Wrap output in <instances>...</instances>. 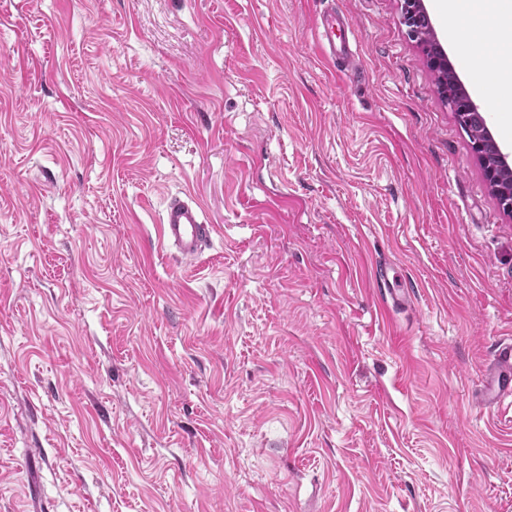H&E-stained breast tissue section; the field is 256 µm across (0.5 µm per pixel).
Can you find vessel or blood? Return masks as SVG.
Wrapping results in <instances>:
<instances>
[{"label":"vessel or blood","instance_id":"vessel-or-blood-1","mask_svg":"<svg viewBox=\"0 0 512 512\" xmlns=\"http://www.w3.org/2000/svg\"><path fill=\"white\" fill-rule=\"evenodd\" d=\"M351 25L346 21L323 19L314 28L317 44L324 57L332 62L351 63L354 52L347 38ZM214 233L212 225L203 219L200 204L188 194L171 197L162 214L159 239L164 246L175 249L186 261L199 258ZM380 303L387 308L405 304L408 291L399 277L380 271L376 279ZM512 396V342H501L495 351V362L486 376L485 397L497 404Z\"/></svg>","mask_w":512,"mask_h":512}]
</instances>
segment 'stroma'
Masks as SVG:
<instances>
[{
    "label": "stroma",
    "mask_w": 512,
    "mask_h": 512,
    "mask_svg": "<svg viewBox=\"0 0 512 512\" xmlns=\"http://www.w3.org/2000/svg\"><path fill=\"white\" fill-rule=\"evenodd\" d=\"M509 337L512 213L399 0H0V512H512ZM351 29L348 21H338L336 17L322 19L316 23L314 35L324 57L332 62L350 64L354 58L355 51L352 50L347 32ZM340 31L337 35L336 31ZM343 32V33H342ZM336 39H339L337 42ZM159 224V239L182 260L195 261L209 244L214 227L206 224L200 204L190 195L172 196ZM376 288L378 299L386 308L404 305L408 299V291L401 285L399 276L394 274L390 279L386 269L380 270L376 279ZM512 396V342L502 341L495 351V362L486 375L485 397L498 404Z\"/></svg>",
    "instance_id": "stroma-1"
}]
</instances>
